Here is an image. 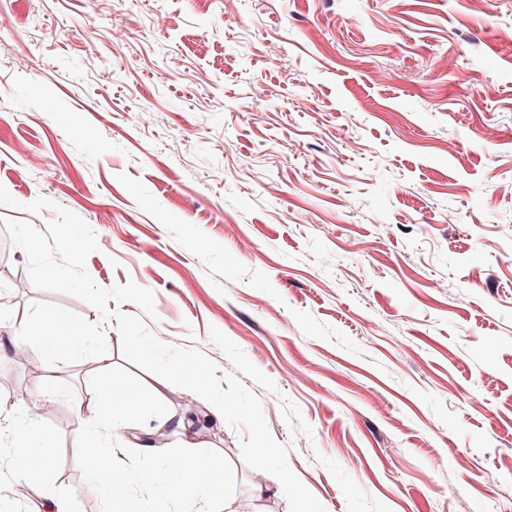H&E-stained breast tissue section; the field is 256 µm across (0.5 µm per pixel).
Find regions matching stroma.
I'll return each mask as SVG.
<instances>
[{
    "label": "stroma",
    "mask_w": 512,
    "mask_h": 512,
    "mask_svg": "<svg viewBox=\"0 0 512 512\" xmlns=\"http://www.w3.org/2000/svg\"><path fill=\"white\" fill-rule=\"evenodd\" d=\"M0 10L13 17L0 29V185L19 203L0 220L45 229L54 211L24 209L39 197L81 217L99 245L95 283L152 291L151 330L258 397L325 512H512V0H240L233 17L224 0ZM152 110L158 123L142 126ZM20 142L48 160L23 181ZM451 210L459 223H445ZM27 276L0 223V512H48L12 498L40 483L59 512H100L76 441L106 363L168 407L116 429L118 460L167 425L175 443L231 462L224 512L246 495L290 512L280 482L242 461L244 427L128 364L94 307L15 287ZM286 400L312 437L291 435Z\"/></svg>",
    "instance_id": "1"
}]
</instances>
